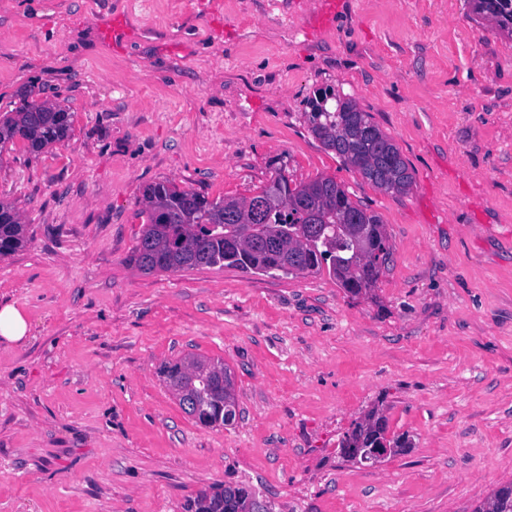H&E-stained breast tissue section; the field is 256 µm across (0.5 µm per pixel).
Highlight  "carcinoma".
<instances>
[{
  "instance_id": "carcinoma-1",
  "label": "carcinoma",
  "mask_w": 512,
  "mask_h": 512,
  "mask_svg": "<svg viewBox=\"0 0 512 512\" xmlns=\"http://www.w3.org/2000/svg\"><path fill=\"white\" fill-rule=\"evenodd\" d=\"M473 10L512 36V0H470ZM309 130L384 193L405 194L415 179L390 136L356 101L324 90L310 102ZM70 113L36 100L0 114V152L22 143L31 152L71 136ZM144 224L130 258L144 274L178 272L224 264L245 272L273 275L290 264L300 274L323 271L352 295L371 293L392 250L380 217L355 203L344 185L318 177L292 184L283 173L247 200L213 199L169 182L143 194ZM28 242L25 225L9 201L0 199V257ZM185 412L207 427L227 425L225 411L236 412L234 381L217 359L187 355L161 368ZM412 447L408 436H388L386 417L373 408L354 421L339 440L341 457L352 462L359 448H381L394 456ZM247 484L215 485L185 504V512H249L260 509ZM473 512H512V483L493 489Z\"/></svg>"
}]
</instances>
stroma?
<instances>
[{
	"instance_id": "obj_1",
	"label": "stroma",
	"mask_w": 512,
	"mask_h": 512,
	"mask_svg": "<svg viewBox=\"0 0 512 512\" xmlns=\"http://www.w3.org/2000/svg\"><path fill=\"white\" fill-rule=\"evenodd\" d=\"M0 0V112L29 90L70 138L0 151L27 246L0 259V512H184L246 483L270 512H473L512 483V37L469 0ZM127 39L103 40L108 23ZM334 89L415 176L387 194L309 130ZM331 176L393 251L374 296L327 274L129 261L146 187L249 198ZM223 360L233 425L184 412L159 367ZM381 406L412 446L338 441ZM30 331L25 315L14 305L0 307V338L13 343L26 339Z\"/></svg>"
}]
</instances>
